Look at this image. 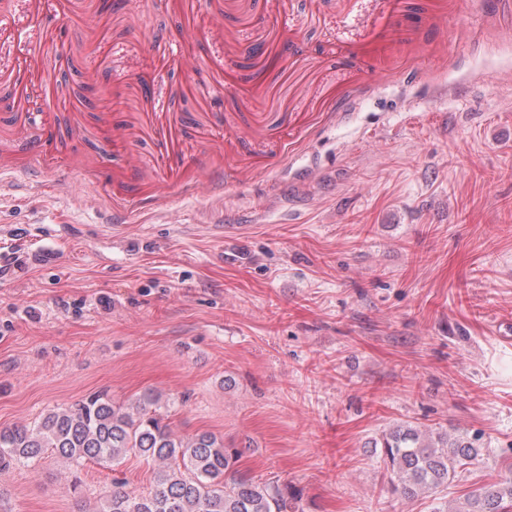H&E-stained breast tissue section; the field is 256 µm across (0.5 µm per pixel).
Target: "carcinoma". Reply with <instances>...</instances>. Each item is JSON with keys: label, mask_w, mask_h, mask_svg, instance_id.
<instances>
[{"label": "carcinoma", "mask_w": 512, "mask_h": 512, "mask_svg": "<svg viewBox=\"0 0 512 512\" xmlns=\"http://www.w3.org/2000/svg\"><path fill=\"white\" fill-rule=\"evenodd\" d=\"M167 406L146 394L130 410L105 390L47 413L34 425L0 429V473L35 469L47 451L65 462L102 469L134 456L152 466L154 488L141 495L116 481L85 512H296L288 485L235 476L239 454L214 433L177 435ZM383 462L408 498L436 495L481 456L479 437L398 425L379 440ZM433 512H512V476L444 502Z\"/></svg>", "instance_id": "obj_1"}]
</instances>
